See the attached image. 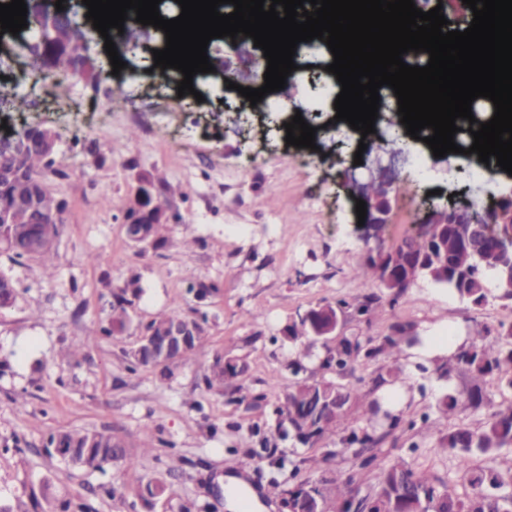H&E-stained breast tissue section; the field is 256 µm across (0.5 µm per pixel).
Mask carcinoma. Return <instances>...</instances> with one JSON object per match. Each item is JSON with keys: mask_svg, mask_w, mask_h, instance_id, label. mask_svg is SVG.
Masks as SVG:
<instances>
[{"mask_svg": "<svg viewBox=\"0 0 512 512\" xmlns=\"http://www.w3.org/2000/svg\"><path fill=\"white\" fill-rule=\"evenodd\" d=\"M21 41L29 54H37L43 45H48L52 66L46 71H36L40 79L52 80L57 93L66 92L62 77L74 71L75 61L80 52L79 34L66 25L55 27L51 40H42L39 22L27 14V28L22 32ZM22 156L25 173L36 179H42V171L53 165L44 161V155L35 138L28 137L17 145ZM7 235V246L0 248L9 258L51 259L54 246L50 245L35 252L32 245L42 232V214L38 211H18L13 222L0 224ZM448 236V268L458 272V276L448 277V295L467 300L474 305H482L490 299L512 303V292L496 287L497 278L504 273V266L512 263V251L504 249L493 255L484 250L475 249L471 243L458 240L456 228L442 231ZM400 258H419L426 253V245L419 237H407L395 248ZM142 292L138 280L132 278L112 293L111 312L108 325L103 328L107 336L124 332L130 322L129 297H137ZM323 319L317 309L309 310L299 322L290 329L294 339L314 334ZM416 336L405 328H398L384 339L378 350L390 349L401 356L403 346L415 342ZM372 339L358 336L345 337L336 345V369L346 366V359L357 357L362 351L372 354L369 349ZM457 360L464 364L472 374L473 385L467 393L470 407L488 408L487 419L481 427L473 429L460 425L448 432L444 438L448 449L453 452L455 468L470 488V493L459 497L449 485L440 479H430L418 472L412 464L399 458L386 463L379 457L376 448L380 447L385 436H374L366 432H355L343 440L354 447L353 454L363 468L375 467L380 471L379 489L376 495L381 499L385 512H512V474L504 473L494 466L477 467L474 458L483 457L489 461L500 453L512 448V404L495 407L488 401L483 384L489 377L512 390V326L500 329L497 335L485 330L480 340L469 348L461 350ZM241 373L238 367H232L218 359L206 377V384L212 388L221 386ZM342 397L349 406L358 399L359 388L354 384H341L330 380L320 382L303 381L288 392L284 406L278 414L288 420L291 432L303 444L313 443L336 434L338 422L345 412L332 411L336 397ZM119 436L112 432H99L87 429L59 430L49 436L48 444L59 443L71 452L74 465L85 471H101L105 466L122 463L131 467L135 459L123 448L112 447ZM334 497L342 509L350 510L361 506L351 479L334 481ZM168 484L163 476L154 477L140 484L135 494L142 499H155L165 495ZM300 496L296 500L299 512H318L324 501L323 492L302 482L296 486ZM310 489L311 496L305 493Z\"/></svg>", "mask_w": 512, "mask_h": 512, "instance_id": "carcinoma-1", "label": "carcinoma"}]
</instances>
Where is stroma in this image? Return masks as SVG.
<instances>
[{
  "mask_svg": "<svg viewBox=\"0 0 512 512\" xmlns=\"http://www.w3.org/2000/svg\"><path fill=\"white\" fill-rule=\"evenodd\" d=\"M25 56L20 41L8 40L0 96L26 100L14 126L42 123L57 133L54 167L44 175L67 212L51 267L0 254V272L16 291L13 304L0 308L1 504L29 499L47 480L54 503L84 501L93 512H226L224 479L236 476L262 498L251 512H283L266 495L270 480L318 487L332 475L352 478L360 493L377 490L378 469L360 467L342 448L354 431L385 434L384 460L405 458L464 493L443 438L458 424L481 426L486 412L441 409L447 395L464 396L472 385L454 357L416 362L386 351L340 372L323 362L337 337L379 343L399 326L420 337L450 328L472 342L484 329L512 325V303L476 306L421 280L371 313L342 309L335 334L301 341L289 334L312 308L380 290L357 277L371 245L340 187L354 160L345 127L321 129L319 150L308 151L267 130L264 116L239 111L234 91L216 83L194 103L172 88H152L140 73L119 81L72 75L60 95L49 84L10 80ZM92 103L106 112H88ZM409 150L408 161L395 164L392 210L379 232L387 249L416 234L426 204L461 205L487 191L466 175L447 174L444 158L422 143ZM144 177L164 187L180 217L166 226L159 248L133 246L123 229ZM134 276L143 292L129 309L131 324L103 335L113 289ZM175 309L201 319V345L164 372L133 366L128 353L145 326ZM219 357L241 373L206 389L203 379ZM397 368L404 381L391 414L360 420L348 410L334 436L311 446L282 436L276 409L297 382L356 383L370 401L374 379ZM71 428L115 431L136 466L85 472L50 456L49 434ZM173 456L185 463L167 475L166 494L135 496L139 484L167 474Z\"/></svg>",
  "mask_w": 512,
  "mask_h": 512,
  "instance_id": "35a3bbf8",
  "label": "stroma"
}]
</instances>
